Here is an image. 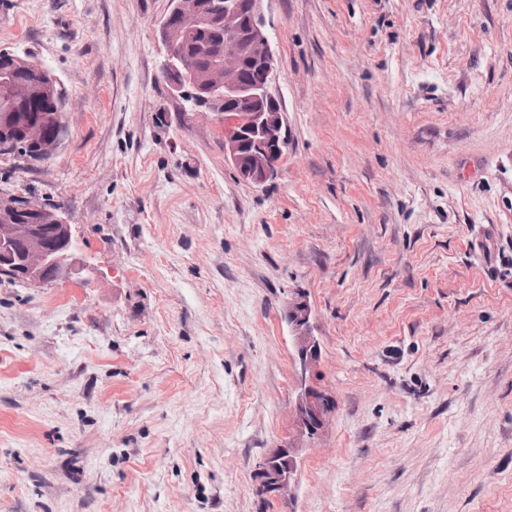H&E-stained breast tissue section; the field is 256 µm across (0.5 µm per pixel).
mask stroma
<instances>
[{
    "instance_id": "35a3bbf8",
    "label": "stroma",
    "mask_w": 512,
    "mask_h": 512,
    "mask_svg": "<svg viewBox=\"0 0 512 512\" xmlns=\"http://www.w3.org/2000/svg\"><path fill=\"white\" fill-rule=\"evenodd\" d=\"M170 0H0L80 274L0 279V512H512V0H266L278 176L171 95ZM312 308L301 377L288 299ZM333 401L297 437L302 385ZM300 444L295 497L253 472Z\"/></svg>"
}]
</instances>
